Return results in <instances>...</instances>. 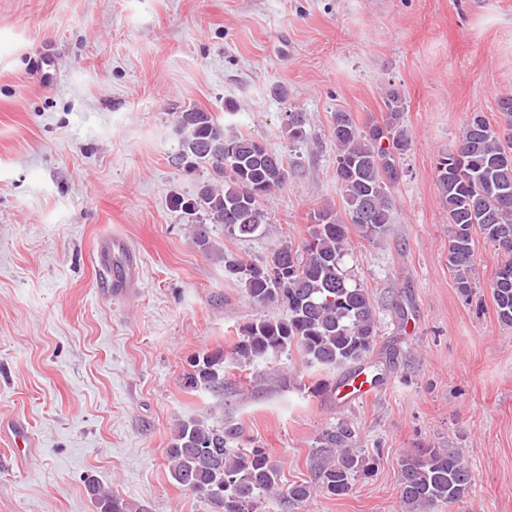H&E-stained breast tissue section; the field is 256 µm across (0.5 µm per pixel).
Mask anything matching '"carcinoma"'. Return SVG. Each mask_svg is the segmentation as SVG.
Listing matches in <instances>:
<instances>
[{
    "instance_id": "1",
    "label": "carcinoma",
    "mask_w": 512,
    "mask_h": 512,
    "mask_svg": "<svg viewBox=\"0 0 512 512\" xmlns=\"http://www.w3.org/2000/svg\"><path fill=\"white\" fill-rule=\"evenodd\" d=\"M403 92L390 86L385 95L383 123L361 125L350 112L333 116L336 182L343 211L331 207L313 213V229L300 245L282 243L265 264L246 263L224 255L225 274L239 282L256 304L282 309L280 317L244 326L234 354L241 363L293 347L306 363L334 370L364 360L378 336L376 312L368 291L349 283L341 268L350 227L375 240L393 223L394 202L389 188L403 170L387 169L411 145L404 128ZM308 119L303 112L286 113L288 138L305 140ZM178 147L171 155L177 168L208 171L196 196L178 202L188 215H205L212 224L241 239L263 232L262 201L281 190L288 168L280 155L244 135L228 136L213 113L199 107L177 112ZM439 199L448 213L451 237L448 262L463 294L472 292L474 251L478 230L506 260L491 283L499 320L512 325V136L495 131L481 112L471 113L456 149L437 159ZM185 386L213 392L224 389V353L205 352L190 363ZM238 428L200 419L176 425L166 459L177 485L206 501L212 512H261L263 500L281 498L283 508L321 492L342 496L358 477L373 467L357 448L355 431L339 423L323 431L316 449V482L280 488V467L263 448L239 447ZM475 476L459 454L446 448H425L400 464L403 512H434L464 502ZM87 491L97 512H137L134 506L92 479Z\"/></svg>"
}]
</instances>
